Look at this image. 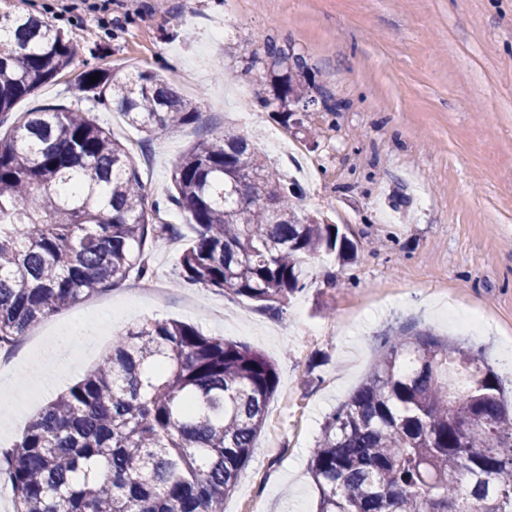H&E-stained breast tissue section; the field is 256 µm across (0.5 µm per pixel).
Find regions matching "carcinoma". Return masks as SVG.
Returning a JSON list of instances; mask_svg holds the SVG:
<instances>
[{
  "instance_id": "obj_1",
  "label": "carcinoma",
  "mask_w": 512,
  "mask_h": 512,
  "mask_svg": "<svg viewBox=\"0 0 512 512\" xmlns=\"http://www.w3.org/2000/svg\"><path fill=\"white\" fill-rule=\"evenodd\" d=\"M0 47V343L123 281L153 274L147 239L195 238L173 283L202 285L284 311L321 251L345 263L354 244L302 193L226 132L175 165L173 191L146 206L123 142L88 112L14 106L53 81L77 49L38 16L16 17ZM284 120L311 94L303 60L267 42ZM86 88L125 123L160 133L200 112L152 72ZM258 180L277 209L252 200ZM278 387L264 354L179 321L152 320L112 338V351L46 404L6 452L15 512H224ZM481 349L428 328L387 332L366 380L329 415L311 451L317 512H512V405Z\"/></svg>"
}]
</instances>
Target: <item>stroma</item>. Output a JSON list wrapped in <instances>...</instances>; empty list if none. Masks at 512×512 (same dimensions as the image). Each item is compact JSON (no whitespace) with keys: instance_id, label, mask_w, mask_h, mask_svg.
Instances as JSON below:
<instances>
[{"instance_id":"stroma-1","label":"stroma","mask_w":512,"mask_h":512,"mask_svg":"<svg viewBox=\"0 0 512 512\" xmlns=\"http://www.w3.org/2000/svg\"><path fill=\"white\" fill-rule=\"evenodd\" d=\"M74 40L73 61L27 112L65 104L92 113L132 152L149 200L172 191L179 158L198 139L226 130L246 137L267 162L292 168L263 143L275 130L314 170L301 208L324 214L357 247L355 263L320 253L308 286L287 314L198 286L169 282L194 232L170 210L177 238L150 247L164 302L136 299L138 283L111 289L108 318L81 300L57 325H92L93 342L54 351L51 378L31 383L35 349L0 370V444L13 446L46 403L110 350L112 338L148 319L178 320L258 350L279 385L224 512H314L307 471L325 418L372 370L382 335L427 327L484 347L512 395V0H0ZM304 57L313 95L335 111L282 124L278 102L263 105L267 41ZM258 62L245 69L241 52ZM102 68L123 77L158 75L202 104L197 122L149 134L126 126L110 104L84 92ZM79 306V307H80Z\"/></svg>"}]
</instances>
